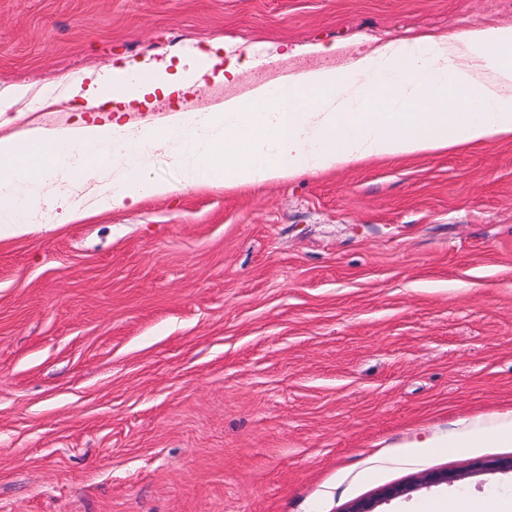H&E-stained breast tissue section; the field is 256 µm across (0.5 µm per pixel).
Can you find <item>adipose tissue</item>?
Listing matches in <instances>:
<instances>
[{
  "label": "adipose tissue",
  "instance_id": "obj_1",
  "mask_svg": "<svg viewBox=\"0 0 512 512\" xmlns=\"http://www.w3.org/2000/svg\"><path fill=\"white\" fill-rule=\"evenodd\" d=\"M155 64L96 73L73 94L94 99L107 87L130 101L166 87ZM512 139V27L486 25L456 35L389 42L356 56L345 71L312 70L255 88L214 111L176 117L158 130L109 122L0 137V236L23 233L32 212L49 208L55 223L84 218L62 196L45 192L64 169L112 163V189L95 211L119 210L175 189L261 184L328 171L370 158L420 155ZM172 146L179 185L146 171V158Z\"/></svg>",
  "mask_w": 512,
  "mask_h": 512
}]
</instances>
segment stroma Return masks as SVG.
<instances>
[{
  "instance_id": "obj_1",
  "label": "stroma",
  "mask_w": 512,
  "mask_h": 512,
  "mask_svg": "<svg viewBox=\"0 0 512 512\" xmlns=\"http://www.w3.org/2000/svg\"><path fill=\"white\" fill-rule=\"evenodd\" d=\"M503 0H0V135L139 129ZM334 52H320V45ZM241 71L78 108L69 83L192 49ZM175 192L0 239V512H412L512 496V139ZM453 474L451 483L420 484ZM402 494L382 499L384 490ZM493 443L512 445V419L492 425H474L463 436L448 438V448H488Z\"/></svg>"
}]
</instances>
